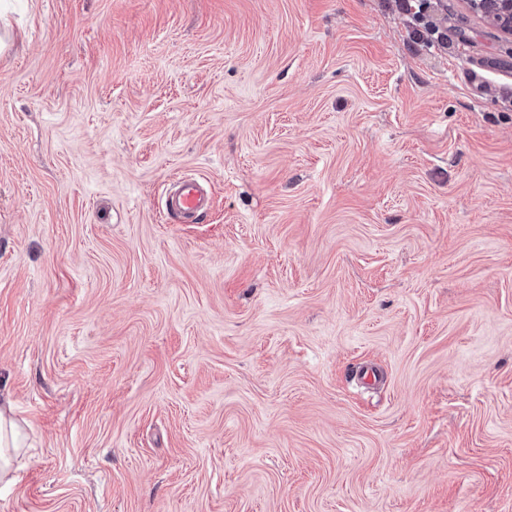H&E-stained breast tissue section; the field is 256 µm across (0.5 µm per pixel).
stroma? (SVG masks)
Listing matches in <instances>:
<instances>
[{
	"mask_svg": "<svg viewBox=\"0 0 512 512\" xmlns=\"http://www.w3.org/2000/svg\"><path fill=\"white\" fill-rule=\"evenodd\" d=\"M0 11V512H512V37L464 0L435 52L396 0ZM209 188L203 179L182 177L172 180L165 195V208L176 222L196 224L207 213ZM27 444V436L23 427L12 415L10 402L0 403V483H13L14 461Z\"/></svg>",
	"mask_w": 512,
	"mask_h": 512,
	"instance_id": "stroma-1",
	"label": "stroma"
}]
</instances>
